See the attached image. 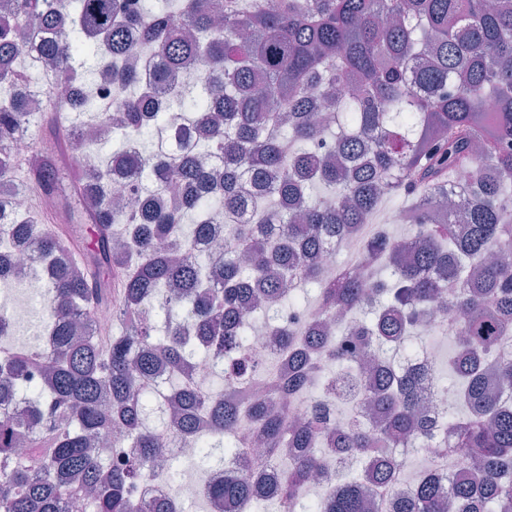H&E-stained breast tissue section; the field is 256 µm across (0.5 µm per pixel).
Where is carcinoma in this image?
<instances>
[{
  "mask_svg": "<svg viewBox=\"0 0 512 512\" xmlns=\"http://www.w3.org/2000/svg\"><path fill=\"white\" fill-rule=\"evenodd\" d=\"M56 25L64 38H45L42 61L76 91L67 109L31 112L29 95L54 86L34 83L21 54L32 31ZM143 52L158 61L149 86L135 65ZM87 57L110 64L125 102L116 125L129 137L145 140L154 99L173 98L153 151L102 158L63 124L69 109L95 126L108 120L110 103L88 110ZM197 59L223 90L206 76L180 90L174 79ZM36 134L28 186L59 207L54 225L33 213L14 233L35 228L50 262L54 347L14 345L0 321V400L35 367L48 384L21 415L0 416V512H68L85 491L92 512H141L130 491L159 447L152 404L184 439L205 409L201 446L221 463L249 447L241 416L253 422L276 474L265 489L207 481L209 503L230 512L250 502L367 512L369 486L379 512H512V0H164L156 11L144 0H12L0 13V179L12 176L14 142ZM462 172L467 204L443 207ZM390 198L404 199L411 255L381 230L325 276L326 242L345 243ZM214 199L226 220L222 263L193 247ZM84 224L94 243L79 253ZM310 285L313 309L346 314L336 332L363 345L323 342L319 322L281 323ZM101 305L121 333L77 335L73 315L88 321ZM432 308L466 314L439 324L454 341L448 370L463 411L437 422L421 411L417 374H395ZM257 326L275 336L288 372L270 373L271 397L245 410L243 383L266 372L250 348ZM199 357L224 374L215 393L176 380L165 392L136 388L161 362L186 377ZM342 394L353 407L371 403V425L351 414L327 421ZM301 400L308 413L293 421ZM115 425L122 456L111 464L95 439ZM24 437L32 451L18 461ZM424 441L452 461L448 483L422 471L389 503L404 468L393 449ZM349 458L357 471L306 499L323 465Z\"/></svg>",
  "mask_w": 512,
  "mask_h": 512,
  "instance_id": "cac0c4a2",
  "label": "carcinoma"
}]
</instances>
